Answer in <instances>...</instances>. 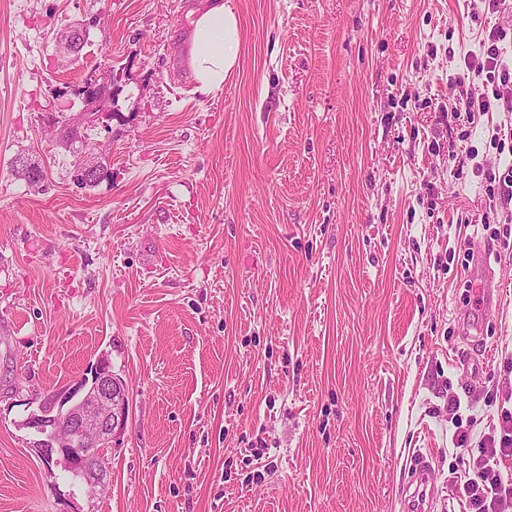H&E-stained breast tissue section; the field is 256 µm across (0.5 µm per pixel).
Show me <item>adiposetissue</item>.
<instances>
[{
  "instance_id": "adipose-tissue-1",
  "label": "adipose tissue",
  "mask_w": 512,
  "mask_h": 512,
  "mask_svg": "<svg viewBox=\"0 0 512 512\" xmlns=\"http://www.w3.org/2000/svg\"><path fill=\"white\" fill-rule=\"evenodd\" d=\"M192 25L189 64L197 92L208 94L221 88L236 67L242 31L235 11L224 0H203Z\"/></svg>"
}]
</instances>
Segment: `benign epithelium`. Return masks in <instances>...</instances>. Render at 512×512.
Here are the masks:
<instances>
[{
    "instance_id": "7a95c632",
    "label": "benign epithelium",
    "mask_w": 512,
    "mask_h": 512,
    "mask_svg": "<svg viewBox=\"0 0 512 512\" xmlns=\"http://www.w3.org/2000/svg\"><path fill=\"white\" fill-rule=\"evenodd\" d=\"M118 75L109 80L94 79L77 88L88 112H103L111 102ZM17 169L30 172V185L38 187L42 177L34 170L28 153L15 154ZM103 162L98 153L86 151L75 165V179L92 183L102 175ZM91 386L79 380L68 388L44 398L40 413L27 418L25 426L42 438L33 447L45 462H54L69 473L81 477L90 491L109 485L110 471L100 451L125 428L129 418V392L126 383L112 373L108 362L100 361L91 371Z\"/></svg>"
}]
</instances>
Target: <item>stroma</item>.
<instances>
[{
    "instance_id": "obj_1",
    "label": "stroma",
    "mask_w": 512,
    "mask_h": 512,
    "mask_svg": "<svg viewBox=\"0 0 512 512\" xmlns=\"http://www.w3.org/2000/svg\"><path fill=\"white\" fill-rule=\"evenodd\" d=\"M198 2L0 0V512H403L418 450L433 512H470L512 393V201L487 175L512 112L442 114L491 90L466 68L490 30L512 65V12L229 0L239 64L202 95ZM113 66L116 114L89 130L112 175L79 190L44 121ZM471 237L502 284L488 311L454 257ZM102 358L130 415L92 496L24 421ZM13 161H14V164H13ZM13 161L11 163L12 171L14 172L15 176L18 177L19 179L26 181V175L23 171H29L30 172V182L29 183L33 187H39L41 185L42 177H43V181H45V178H46L45 170L42 169V167L39 166L38 164H36L35 162L31 163V158L29 156V153H26L24 151L17 152L13 158ZM14 165L19 170L15 169ZM32 166H34L35 169H37L41 172L42 177L38 173V171L33 169Z\"/></svg>"
}]
</instances>
